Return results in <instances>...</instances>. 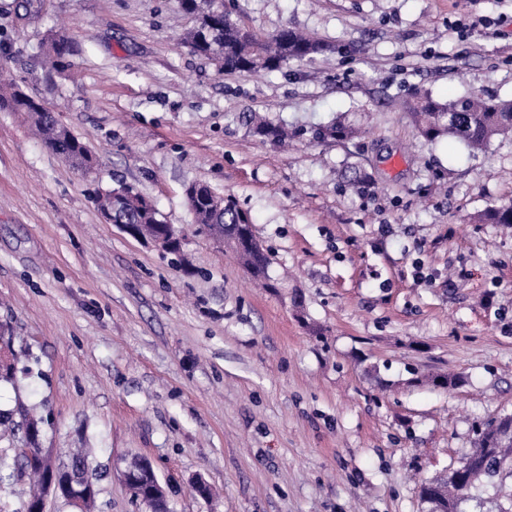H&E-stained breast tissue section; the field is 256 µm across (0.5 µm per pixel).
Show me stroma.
I'll return each mask as SVG.
<instances>
[{
  "instance_id": "obj_1",
  "label": "stroma",
  "mask_w": 512,
  "mask_h": 512,
  "mask_svg": "<svg viewBox=\"0 0 512 512\" xmlns=\"http://www.w3.org/2000/svg\"><path fill=\"white\" fill-rule=\"evenodd\" d=\"M263 35L335 52L227 72L178 37L176 0H0V71L96 157L90 175L0 112V410L36 409L39 447L91 451L93 512H147L120 478L150 461L169 512H423L422 480L512 414V137L470 155L421 136L415 90L512 100V0H224ZM64 32L71 53L48 71ZM259 112L295 133L254 135ZM344 120L357 137H321ZM135 186L180 255L106 223L98 192ZM250 216L271 287L198 234L185 191ZM455 373L444 390L414 372ZM21 430L0 428V512H26ZM204 480L211 493H196ZM70 42L64 34H53L47 43V62L54 69H63L70 52Z\"/></svg>"
}]
</instances>
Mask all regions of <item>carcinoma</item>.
Here are the masks:
<instances>
[{"label": "carcinoma", "instance_id": "cac0c4a2", "mask_svg": "<svg viewBox=\"0 0 512 512\" xmlns=\"http://www.w3.org/2000/svg\"><path fill=\"white\" fill-rule=\"evenodd\" d=\"M182 11L196 17L194 25L185 33L183 43L193 52L212 57L220 68L228 72H273L290 62L310 61L315 56L335 50L327 41L284 27L270 37H264L241 25L215 0H178ZM70 52V42L63 34H54L47 43V62L54 69H62ZM410 114L420 133L430 139L441 135L460 139L472 151H484L490 141L500 135L512 133V101L474 96L439 102L428 95L414 93L408 103ZM0 111L23 112L30 119L35 133L69 167L83 174L92 172L95 160L86 146L57 120L49 118V109L28 95L18 85L0 88ZM253 133L274 144L288 139V132L280 125L259 120ZM326 138L349 139L354 130L341 122L322 131ZM119 190L129 196L127 204L114 212L116 224H144L155 233L168 231L162 214L145 205V197L135 187L127 184ZM215 195L211 187L199 186L198 197L190 209L195 225L229 224L236 229L251 224L248 215L236 202L224 198V214L219 215L210 207ZM486 224H512V205L495 208L474 217ZM238 257L257 279L267 278L270 264L263 249L243 250ZM12 336L0 329V345L6 349L7 358L0 360V378H13L15 367L10 356ZM40 420L30 413L21 414V420L12 414L0 412V425L11 429L26 424L36 427ZM512 480V447L483 449V438H478L477 448L462 459L458 469L421 483L419 494L431 492L448 503V512H487L484 487L503 485Z\"/></svg>", "mask_w": 512, "mask_h": 512}]
</instances>
